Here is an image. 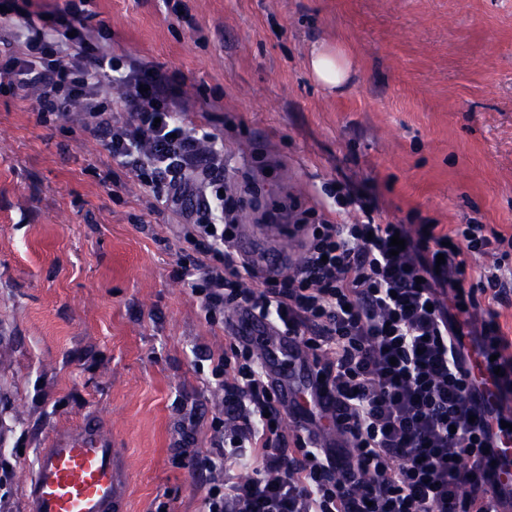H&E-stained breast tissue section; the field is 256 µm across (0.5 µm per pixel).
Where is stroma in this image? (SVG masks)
Instances as JSON below:
<instances>
[{
  "label": "stroma",
  "mask_w": 512,
  "mask_h": 512,
  "mask_svg": "<svg viewBox=\"0 0 512 512\" xmlns=\"http://www.w3.org/2000/svg\"><path fill=\"white\" fill-rule=\"evenodd\" d=\"M29 36L66 38L65 0H14ZM92 43L162 68L224 137L230 181L261 204L333 209L327 184L384 221L482 224L512 234V0H82ZM341 49L350 81L326 92L313 45ZM180 216L81 129L41 125L0 97V418L10 512L48 436L101 414L125 451L128 512H203L218 393L204 370L228 325L205 318L176 271ZM253 260L298 242L240 219Z\"/></svg>",
  "instance_id": "stroma-1"
}]
</instances>
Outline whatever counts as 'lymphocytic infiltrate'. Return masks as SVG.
Segmentation results:
<instances>
[{
  "mask_svg": "<svg viewBox=\"0 0 512 512\" xmlns=\"http://www.w3.org/2000/svg\"><path fill=\"white\" fill-rule=\"evenodd\" d=\"M0 94L31 101L39 123L79 124L179 209L177 234L196 257L176 275L189 278L208 322L252 310L313 356L347 460L319 448L313 423L284 425L259 347L230 342L211 368L224 407L210 425L218 453L200 461L210 472L205 512H512V491L492 486L487 469L490 448L512 441L500 407L512 398V337L499 322L512 306V236L481 224L411 232L339 187L337 206H358L364 222L307 210L295 221L300 255L289 272L262 269L235 248L240 214L278 224L282 209L226 190L218 136L189 119L160 68L118 66L86 40L29 38L13 24L0 28ZM396 235L405 247L395 255ZM469 252L493 262L472 271ZM470 351L500 372L494 402L477 403ZM249 459L257 476L230 477Z\"/></svg>",
  "mask_w": 512,
  "mask_h": 512,
  "instance_id": "obj_1",
  "label": "lymphocytic infiltrate"
}]
</instances>
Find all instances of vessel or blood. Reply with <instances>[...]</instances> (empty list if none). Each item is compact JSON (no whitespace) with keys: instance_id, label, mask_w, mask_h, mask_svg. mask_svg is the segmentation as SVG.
<instances>
[{"instance_id":"obj_1","label":"vessel or blood","mask_w":512,"mask_h":512,"mask_svg":"<svg viewBox=\"0 0 512 512\" xmlns=\"http://www.w3.org/2000/svg\"><path fill=\"white\" fill-rule=\"evenodd\" d=\"M238 339L260 344L263 367L277 389L282 409L292 423L303 420L307 396L320 393L313 375L295 382L283 361L298 348L267 319L238 312L231 320ZM491 474L501 488L512 487V448L494 451ZM24 512H127L130 480L124 452L118 448L101 417L82 419L75 427L52 432L37 449L26 472Z\"/></svg>"}]
</instances>
